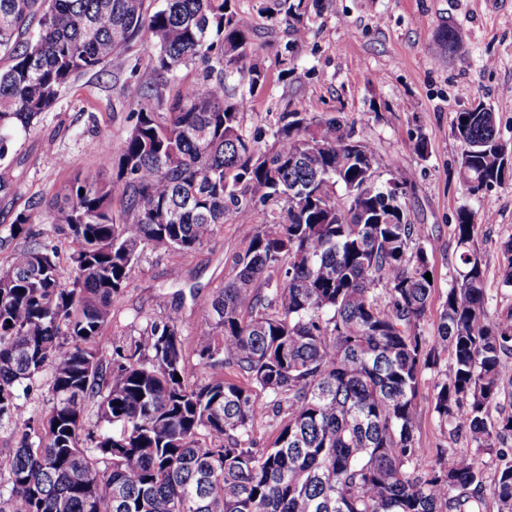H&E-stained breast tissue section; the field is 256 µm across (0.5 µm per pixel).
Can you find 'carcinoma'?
Listing matches in <instances>:
<instances>
[{"label":"carcinoma","instance_id":"obj_1","mask_svg":"<svg viewBox=\"0 0 512 512\" xmlns=\"http://www.w3.org/2000/svg\"><path fill=\"white\" fill-rule=\"evenodd\" d=\"M0 0V160L13 134L38 122L79 73L100 71L148 34L149 62L174 81L202 78L160 112L140 85L130 132L63 198L18 212L9 238L45 217L65 226L71 277L39 240L0 265V512H512V315L489 321L478 214H456L459 265L436 329L424 325L434 284L424 228L395 197L374 147L338 117L297 107L269 132L246 133L238 77L265 82L231 0ZM38 33L30 36L31 25ZM464 34L444 27L441 54ZM465 192L512 177L494 112H458ZM271 143L262 145L264 138ZM120 210H114V204ZM229 221L258 222L236 274L202 306L196 338L207 382H191L179 309L150 319L129 347L108 343L112 308L148 249H202ZM498 269L512 287V238ZM439 425L466 429L471 448L423 447L416 398L425 370ZM241 375L246 384L230 379ZM49 376L52 406L36 418L18 391ZM180 379H175V376ZM270 401L259 404L254 391ZM288 404L269 448L253 426ZM96 423L86 424V409Z\"/></svg>","mask_w":512,"mask_h":512}]
</instances>
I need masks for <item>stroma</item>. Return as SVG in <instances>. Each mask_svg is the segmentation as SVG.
Listing matches in <instances>:
<instances>
[{
  "mask_svg": "<svg viewBox=\"0 0 512 512\" xmlns=\"http://www.w3.org/2000/svg\"><path fill=\"white\" fill-rule=\"evenodd\" d=\"M305 2L306 35L299 39L278 0H233L266 74L254 90L229 82L247 96L242 125L249 133L269 129L279 113L299 104L317 119L335 114L374 144L382 169L413 179L408 214L430 241L435 281L425 330L433 332L457 263L456 213L468 202L457 175L456 113L479 102L490 106L500 139L512 147V0ZM448 25L466 39L461 50L441 58L435 38ZM149 51L148 40H141L134 56L113 59L105 72L78 76L34 127L16 134L9 156L0 160V175L15 182L12 195L0 199V237L29 202L63 193L78 171L97 164L100 140L122 145L138 85H157L169 100L197 84L202 72L197 63L183 67L176 81L161 82L147 62ZM420 135L427 142L423 157L415 150ZM479 208L494 216L492 223L479 224L476 246L486 270L488 307L497 318L512 311V288L497 277L506 259L503 245L512 239V178L486 192ZM255 231L250 223H226L199 252L181 257L162 249L147 252L113 307L107 328L112 343L128 346L146 319L163 317L156 300L164 295L179 306L185 345L193 347L203 332L200 305L234 276L233 258ZM175 263L182 270L177 280L170 275ZM449 365L448 357H441L420 380L419 428L429 448L468 446L465 434L440 428L433 410L434 386Z\"/></svg>",
  "mask_w": 512,
  "mask_h": 512,
  "instance_id": "obj_1",
  "label": "stroma"
}]
</instances>
